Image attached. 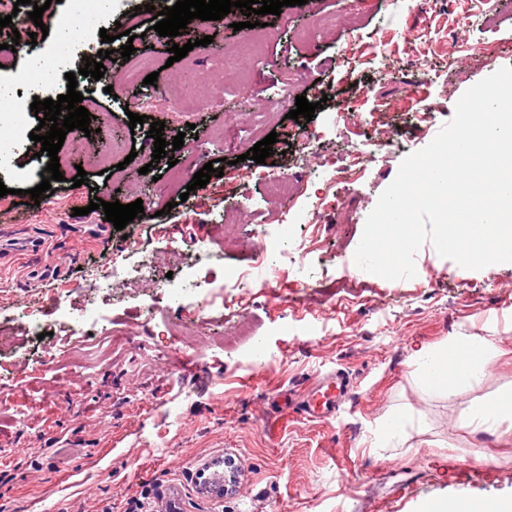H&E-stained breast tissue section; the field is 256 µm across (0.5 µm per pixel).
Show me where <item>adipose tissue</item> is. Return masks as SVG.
<instances>
[{"label":"adipose tissue","instance_id":"ef3b65f1","mask_svg":"<svg viewBox=\"0 0 512 512\" xmlns=\"http://www.w3.org/2000/svg\"><path fill=\"white\" fill-rule=\"evenodd\" d=\"M492 343L482 336H458L446 347L420 356V376L430 390L450 385H466L481 378L486 368L483 355ZM512 418V398L474 403L461 416L464 427L472 430H491L503 420Z\"/></svg>","mask_w":512,"mask_h":512}]
</instances>
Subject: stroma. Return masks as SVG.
Returning a JSON list of instances; mask_svg holds the SVG:
<instances>
[{
	"instance_id": "stroma-1",
	"label": "stroma",
	"mask_w": 512,
	"mask_h": 512,
	"mask_svg": "<svg viewBox=\"0 0 512 512\" xmlns=\"http://www.w3.org/2000/svg\"><path fill=\"white\" fill-rule=\"evenodd\" d=\"M149 0H112L111 18L65 51L49 92L67 90L66 73L96 58L109 20H136L129 60H147L156 85L128 83L117 60L87 84L91 134L68 132L63 181L32 200L42 181L38 120L29 109L35 53L57 52L70 0H52L42 20L27 13L11 69L0 71L10 105L0 104V236L40 239L64 273L26 277L31 257L0 262V512H418L437 496L491 506L512 499V435H473L460 413L473 402L512 394V263L463 270L424 243L417 274L388 281L354 263L368 214L395 179L402 159L423 148L455 112L461 95L512 66V0H491L482 18L471 0L448 12L429 0H307L264 15L258 61L243 73L219 68V53L199 46L169 62V40L146 38ZM335 16L317 30V14ZM492 55H484V48ZM211 69L225 95L201 112L196 89L182 106L148 113L129 128L139 96L184 87ZM322 102L312 121L289 119L298 96ZM193 128L181 149L153 159L149 123L173 140L181 112ZM263 112L254 120V112ZM277 133L270 162L246 153ZM358 180L342 170L369 141ZM175 166H168V158ZM222 158V176L187 191L193 175ZM152 182L140 187V168ZM85 170L87 179L72 187ZM299 175L291 203L270 197L264 176ZM144 211L116 231L103 210L73 215L90 200ZM268 248L275 276L254 268ZM124 273L113 288L94 287L90 270ZM235 287L220 306L197 305L210 282ZM87 332L74 325L88 309ZM493 339L486 375L442 391L423 388L418 353L457 336ZM344 376L341 412L322 419L281 418L319 384ZM405 411L412 421L391 439L379 424ZM239 466L227 494L204 492L197 473Z\"/></svg>"
}]
</instances>
